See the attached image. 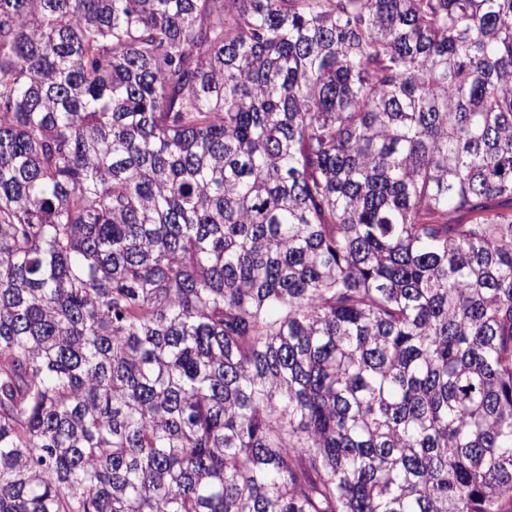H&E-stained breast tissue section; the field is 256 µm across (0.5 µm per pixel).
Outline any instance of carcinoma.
<instances>
[{
	"label": "carcinoma",
	"mask_w": 512,
	"mask_h": 512,
	"mask_svg": "<svg viewBox=\"0 0 512 512\" xmlns=\"http://www.w3.org/2000/svg\"><path fill=\"white\" fill-rule=\"evenodd\" d=\"M0 512H512V0H0Z\"/></svg>",
	"instance_id": "carcinoma-1"
}]
</instances>
